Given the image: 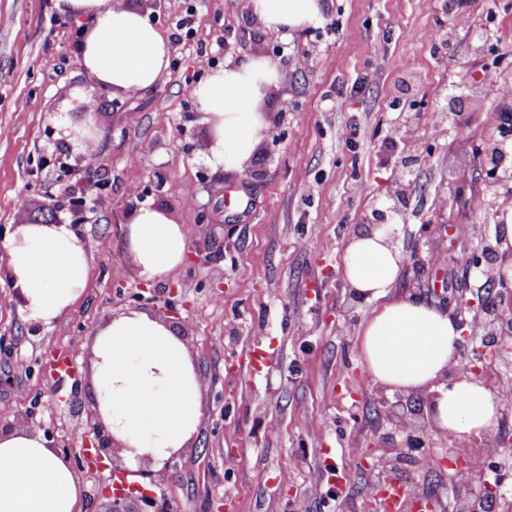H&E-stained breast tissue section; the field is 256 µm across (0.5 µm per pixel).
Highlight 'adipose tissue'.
I'll list each match as a JSON object with an SVG mask.
<instances>
[{"label": "adipose tissue", "mask_w": 512, "mask_h": 512, "mask_svg": "<svg viewBox=\"0 0 512 512\" xmlns=\"http://www.w3.org/2000/svg\"><path fill=\"white\" fill-rule=\"evenodd\" d=\"M61 14L86 19L77 65L113 92L153 88L169 62L170 42L149 12L112 0H55ZM265 31L282 36L318 24V0H247ZM277 65L244 56L210 74L191 94L210 129L206 160L243 174L266 126L262 102L277 87ZM391 226L351 238L344 277L374 309L361 331L365 372L390 391L427 397L433 424L460 441L481 437L498 423L502 396L482 379L445 380L457 364L464 329L443 309L408 297L391 298L405 265ZM8 277L24 298L25 321L52 325L83 294L92 257L65 224H24L6 242ZM188 250L184 224L163 206L127 217L123 255L138 275L160 282ZM88 390L125 462L162 469L195 444L202 418V384L178 329L143 311L113 317L92 341ZM84 489L70 461L42 434L18 428L0 435V512H82Z\"/></svg>", "instance_id": "adipose-tissue-1"}]
</instances>
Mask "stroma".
Wrapping results in <instances>:
<instances>
[{
  "instance_id": "obj_1",
  "label": "stroma",
  "mask_w": 512,
  "mask_h": 512,
  "mask_svg": "<svg viewBox=\"0 0 512 512\" xmlns=\"http://www.w3.org/2000/svg\"><path fill=\"white\" fill-rule=\"evenodd\" d=\"M323 21L289 38L264 32L246 0H161L166 34L193 7L192 35L172 42L150 90L112 93L76 64L85 20L54 0H0V243L23 224H67L50 210L79 175L51 162L58 131L84 98L98 128L80 150L103 201L77 230L92 256L79 301L49 327L23 319L0 246V417L39 400L30 429L79 455L85 416L65 404L86 385L94 332L140 310L174 324L202 379L193 448L161 471L172 512H381L380 462L400 459V484L430 512H458L487 484L512 500V400L470 443L493 476L459 479L425 396H405L407 432L385 418L395 393L363 383L358 329L372 307L344 277L348 240L378 210L407 255L397 294L470 324L467 302L490 287L466 257L512 210L492 195L487 159L503 139L493 111L512 114V0H320ZM448 33L447 50L431 35ZM269 53L282 79L252 176L211 168L208 126L190 90L225 62ZM462 89L461 100L451 92ZM412 167L414 180L400 172ZM166 206L188 229L186 259L143 284L123 258L125 221ZM258 353L253 373L240 359Z\"/></svg>"
}]
</instances>
